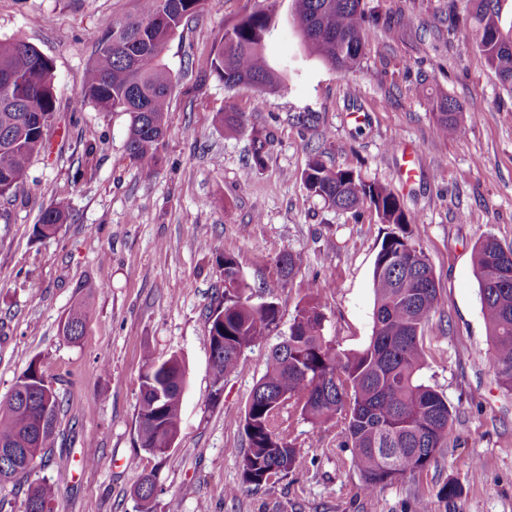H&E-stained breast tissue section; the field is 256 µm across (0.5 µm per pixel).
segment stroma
I'll list each match as a JSON object with an SVG mask.
<instances>
[{"label":"stroma","instance_id":"obj_1","mask_svg":"<svg viewBox=\"0 0 512 512\" xmlns=\"http://www.w3.org/2000/svg\"><path fill=\"white\" fill-rule=\"evenodd\" d=\"M266 4L206 0L170 41L176 82L148 179L125 152L128 115L73 103L94 34L137 14L140 0H0V41L35 46L53 62L56 88L45 152L16 194L0 199V400L35 361L61 401L55 446L29 479L53 486L54 512H140L133 489L142 468L157 472L154 512H419L424 502L431 512H512V395L484 360L473 273L486 237L512 247V90L449 31L463 0H363L370 36L349 74L302 60L292 0H276L267 53L290 63L287 92L225 89L212 65L224 26ZM443 96L467 108L461 135L436 128ZM229 103L247 117L233 135L221 123ZM257 132L267 140L260 166ZM406 147L411 180L400 173ZM315 157L386 185L420 217L413 239L439 285L421 378L447 399L452 439L427 469L369 495L339 427L301 419L291 438L303 467L275 485L240 486L244 409L297 307L318 296L324 333L341 351L362 348L373 330V268L387 227L371 209L355 214L310 195L303 174ZM58 202L66 224L38 235L42 212ZM286 252L303 259L287 277L277 264ZM227 255L279 320L214 401L207 316L224 297ZM78 302L85 332L72 342L63 326ZM146 349L178 355L186 369L180 432L161 461L136 444ZM90 449L97 463L84 462ZM451 480L460 494L447 503L438 491Z\"/></svg>","mask_w":512,"mask_h":512}]
</instances>
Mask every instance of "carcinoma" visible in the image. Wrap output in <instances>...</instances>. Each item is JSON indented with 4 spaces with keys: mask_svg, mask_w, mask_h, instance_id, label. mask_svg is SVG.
I'll return each mask as SVG.
<instances>
[{
    "mask_svg": "<svg viewBox=\"0 0 512 512\" xmlns=\"http://www.w3.org/2000/svg\"><path fill=\"white\" fill-rule=\"evenodd\" d=\"M293 21L308 56L340 72L358 67L368 40L362 0H293ZM204 0H141L140 12L112 22L94 37L95 57L77 104L89 102L101 112L130 117L128 156L147 177L156 172L166 133L174 78L164 52L179 29L200 15ZM275 29L273 10L258 8L225 25L215 49L214 70L224 87L288 89V64L271 65L266 46ZM454 30L465 49L474 48L505 87L512 89V25L504 28L501 0H466ZM56 108L53 65L22 40L0 41V197L25 182L31 159L45 148ZM438 132H462L467 108L440 98ZM227 133L245 127L234 107L222 117ZM308 192L340 210L368 206L381 223L392 226L384 237L373 271V333L360 351L341 353L324 335L325 315L312 300L297 310L288 335L271 347L265 371L243 415L247 448L239 456L242 486L259 489L288 477L302 464L289 439L287 419L313 424L335 421L354 450L360 488L405 481L424 470L448 447L453 413L443 395L424 384L425 327L439 304V288L423 251L412 240L418 216L401 206L385 185L366 182L349 169L327 167L315 159L304 172ZM64 205L47 208L39 233L55 234L66 223ZM224 262V306L210 313L206 339L212 360L210 397L217 401L224 378L237 371L243 352L269 336L278 320L271 303L255 304L236 260ZM482 311L489 340L488 361L498 385L512 393V249L486 237L474 254ZM84 304L71 309L64 335L78 340L85 329ZM185 367L172 355L142 354L136 443L164 458L177 437L185 386ZM59 401L39 364L31 362L9 395L0 400V482H20L54 447L56 427L39 431L44 415L58 418ZM26 448L21 456L8 450ZM156 485L140 473L134 495L142 512H153ZM53 488L28 486L22 512H51Z\"/></svg>",
    "mask_w": 512,
    "mask_h": 512,
    "instance_id": "carcinoma-1",
    "label": "carcinoma"
}]
</instances>
